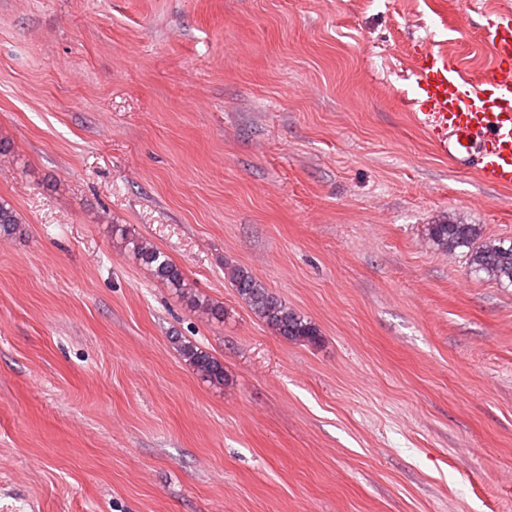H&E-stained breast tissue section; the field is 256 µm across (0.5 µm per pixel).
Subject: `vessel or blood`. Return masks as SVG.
Returning a JSON list of instances; mask_svg holds the SVG:
<instances>
[{"label":"vessel or blood","instance_id":"vessel-or-blood-1","mask_svg":"<svg viewBox=\"0 0 512 512\" xmlns=\"http://www.w3.org/2000/svg\"><path fill=\"white\" fill-rule=\"evenodd\" d=\"M478 35L491 55L490 76L481 86L447 55L421 50L414 72L423 102L417 118L443 156H474L485 181L511 186L512 15L481 25Z\"/></svg>","mask_w":512,"mask_h":512}]
</instances>
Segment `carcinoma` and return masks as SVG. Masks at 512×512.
Segmentation results:
<instances>
[{
  "label": "carcinoma",
  "mask_w": 512,
  "mask_h": 512,
  "mask_svg": "<svg viewBox=\"0 0 512 512\" xmlns=\"http://www.w3.org/2000/svg\"><path fill=\"white\" fill-rule=\"evenodd\" d=\"M23 220L6 200L0 199V237H10L20 231ZM125 243L128 255L149 268L152 274L186 299L190 307L201 315L218 322L224 321V306L197 294L182 268L168 255L144 238L134 236L122 226L113 225ZM427 236L438 250L453 254L466 249V260L471 271L484 274L498 284L512 285V241L489 240L482 236L477 224H456L442 221L427 227ZM225 276L238 297L250 311L275 335L289 341L316 343L320 330L316 324L298 313L277 296L250 270L224 264ZM180 355L200 378L214 386L225 382L224 362L191 342H180Z\"/></svg>",
  "instance_id": "cac0c4a2"
}]
</instances>
